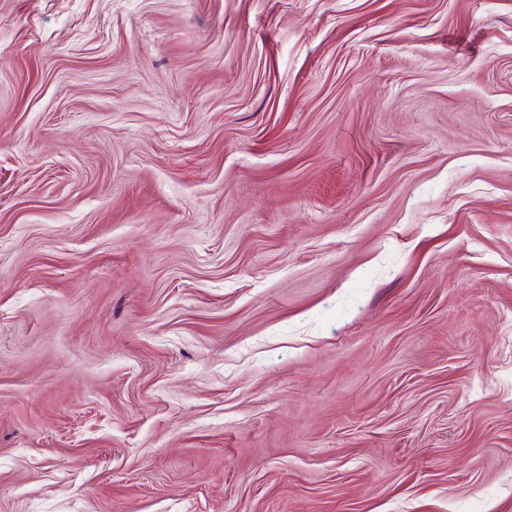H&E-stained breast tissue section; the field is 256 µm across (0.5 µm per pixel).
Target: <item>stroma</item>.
Wrapping results in <instances>:
<instances>
[{
	"label": "stroma",
	"instance_id": "1",
	"mask_svg": "<svg viewBox=\"0 0 512 512\" xmlns=\"http://www.w3.org/2000/svg\"><path fill=\"white\" fill-rule=\"evenodd\" d=\"M0 512H512V0H0Z\"/></svg>",
	"mask_w": 512,
	"mask_h": 512
}]
</instances>
